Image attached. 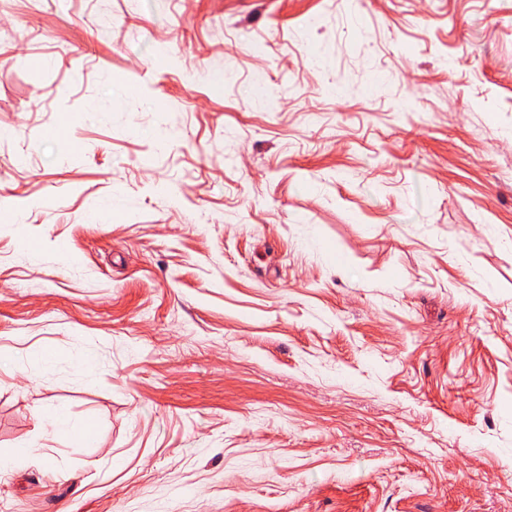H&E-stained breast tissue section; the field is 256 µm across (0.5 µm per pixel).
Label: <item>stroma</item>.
<instances>
[{
	"mask_svg": "<svg viewBox=\"0 0 512 512\" xmlns=\"http://www.w3.org/2000/svg\"><path fill=\"white\" fill-rule=\"evenodd\" d=\"M1 352L0 512H512V0H0ZM39 422L42 431L52 439H73L84 444L95 439V431L90 434V426L85 419L76 420L61 407L43 410Z\"/></svg>",
	"mask_w": 512,
	"mask_h": 512,
	"instance_id": "1",
	"label": "stroma"
}]
</instances>
